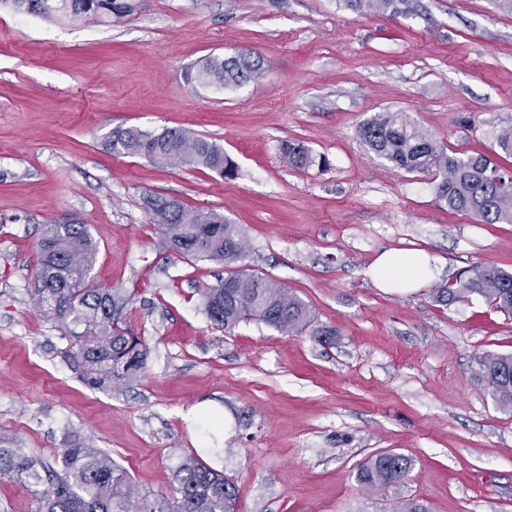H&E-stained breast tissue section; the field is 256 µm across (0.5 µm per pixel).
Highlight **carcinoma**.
<instances>
[{"mask_svg":"<svg viewBox=\"0 0 512 512\" xmlns=\"http://www.w3.org/2000/svg\"><path fill=\"white\" fill-rule=\"evenodd\" d=\"M355 10L385 12L395 0H347ZM24 15L54 21L110 24L135 10L133 0H0ZM264 60L241 53L227 58L208 57L188 81L207 86L238 87L260 78ZM361 139L396 168L407 172L433 171L436 193L448 209L472 214L487 224H512V168L501 169L484 156L457 157L401 112H382L362 124ZM112 152L140 156L165 166L183 162L220 175L233 163L224 149L180 129L160 133L138 127L117 128L109 141ZM280 158L291 168L315 162L308 148L285 142ZM151 221L164 228L168 249L187 259L226 266L245 257L239 225L210 209L193 208L172 196L144 199ZM39 305L59 321L73 338L70 360L97 389L132 381L145 369L148 351L143 341L122 327L130 297L122 289L91 278L97 244L82 221L51 224L38 242ZM229 283L219 282L203 292L204 312L221 329L243 320L262 322L279 332L295 334L311 322L308 304L274 280L244 270H231ZM484 298L512 318V273L479 263L448 285L437 289L444 302ZM476 376L487 386L499 408L512 413V353H486L477 358ZM64 474L56 477L41 500L38 512H237L235 485L200 456L188 455L174 470L173 501L150 499L136 492L126 471L96 448L77 445L64 449ZM412 460L392 450L371 457L357 472L365 489L395 486L408 477Z\"/></svg>","mask_w":512,"mask_h":512,"instance_id":"1","label":"carcinoma"}]
</instances>
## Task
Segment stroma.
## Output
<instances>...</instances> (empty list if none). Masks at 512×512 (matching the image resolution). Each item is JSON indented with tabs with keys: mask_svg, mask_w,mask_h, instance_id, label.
<instances>
[{
	"mask_svg": "<svg viewBox=\"0 0 512 512\" xmlns=\"http://www.w3.org/2000/svg\"><path fill=\"white\" fill-rule=\"evenodd\" d=\"M110 25L0 9V512H37L57 463L85 443L140 493L169 497L172 468L199 454L237 489V512H512V413L476 359L512 352V319L437 288L479 262L512 273V224L450 211L428 173L406 172L358 135L403 112L460 156L512 167V0H409L398 12L344 0H136ZM259 55L235 88L188 83L209 56ZM184 129L223 148L230 176L113 153L116 127ZM286 141L315 163L280 159ZM212 209L244 235V265L294 291L312 320L288 335L258 321L212 325L204 289L223 265L164 244L144 199ZM74 215L98 245L96 280L130 296L148 349L137 381L89 387L71 340L33 301L36 245ZM436 257L431 280L376 287L385 251ZM334 333L325 342L322 333ZM411 457L405 482L367 494L372 455Z\"/></svg>",
	"mask_w": 512,
	"mask_h": 512,
	"instance_id": "1",
	"label": "stroma"
}]
</instances>
